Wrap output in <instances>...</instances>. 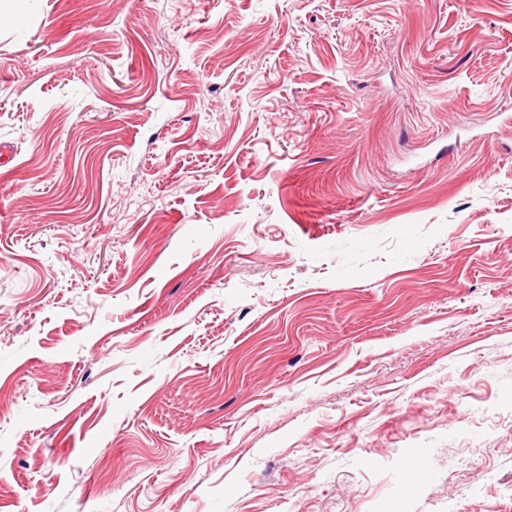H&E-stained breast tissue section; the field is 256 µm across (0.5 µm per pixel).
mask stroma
<instances>
[{
	"label": "stroma",
	"instance_id": "1",
	"mask_svg": "<svg viewBox=\"0 0 512 512\" xmlns=\"http://www.w3.org/2000/svg\"><path fill=\"white\" fill-rule=\"evenodd\" d=\"M0 512H512V0H21Z\"/></svg>",
	"mask_w": 512,
	"mask_h": 512
}]
</instances>
